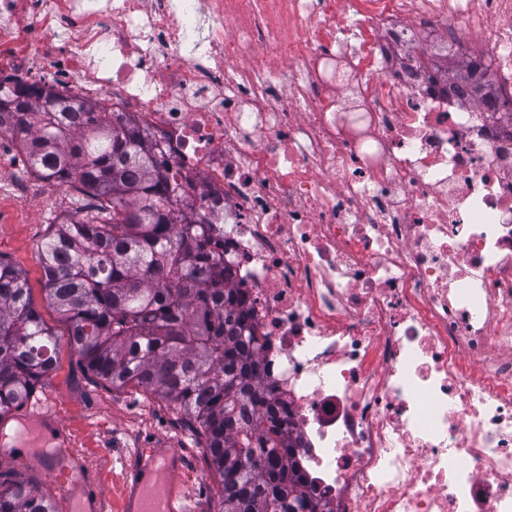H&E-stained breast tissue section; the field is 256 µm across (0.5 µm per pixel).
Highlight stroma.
Returning <instances> with one entry per match:
<instances>
[{
	"instance_id": "35a3bbf8",
	"label": "stroma",
	"mask_w": 512,
	"mask_h": 512,
	"mask_svg": "<svg viewBox=\"0 0 512 512\" xmlns=\"http://www.w3.org/2000/svg\"><path fill=\"white\" fill-rule=\"evenodd\" d=\"M14 168V156L0 155V171L11 175L9 189H0V256L23 272L35 307L55 334V368L36 385L31 399L56 410L65 431L50 442L52 458L42 464L34 462L35 448L20 437L11 457L0 459V483L27 481L51 498L57 512H70L58 484L60 474L71 469L76 458L96 481L106 502L104 512H119L125 449L164 443L184 449L190 459L180 480L193 496L195 512H214L218 485L199 437L167 402L133 386L115 389L91 377L70 344L68 322L46 300L37 249L53 225L70 212L75 191L50 195L45 181L30 174L13 177Z\"/></svg>"
}]
</instances>
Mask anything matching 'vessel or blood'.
<instances>
[{
	"mask_svg": "<svg viewBox=\"0 0 512 512\" xmlns=\"http://www.w3.org/2000/svg\"><path fill=\"white\" fill-rule=\"evenodd\" d=\"M27 420L44 434L59 426L56 413L42 406L33 407ZM185 464L183 449L157 448L147 465L126 468L123 474L124 512H188V494L177 480ZM64 494L75 512H103L101 497L93 484L65 487Z\"/></svg>",
	"mask_w": 512,
	"mask_h": 512,
	"instance_id": "obj_1",
	"label": "vessel or blood"
}]
</instances>
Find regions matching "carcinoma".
<instances>
[{
	"label": "carcinoma",
	"instance_id": "cac0c4a2",
	"mask_svg": "<svg viewBox=\"0 0 512 512\" xmlns=\"http://www.w3.org/2000/svg\"><path fill=\"white\" fill-rule=\"evenodd\" d=\"M455 77L479 97L483 63ZM25 170L69 182L75 207L38 247L48 301L94 376L143 389L186 416L218 477L217 512H321L261 383L246 300L202 224L173 208L179 183L152 146L85 104L0 97ZM54 333L23 273L0 258V419L54 367ZM0 512H56L27 482L0 487Z\"/></svg>",
	"mask_w": 512,
	"mask_h": 512
}]
</instances>
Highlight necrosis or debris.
I'll list each match as a JSON object with an SVG mask.
<instances>
[{"instance_id": "4bbe7bcc", "label": "necrosis or debris", "mask_w": 512, "mask_h": 512, "mask_svg": "<svg viewBox=\"0 0 512 512\" xmlns=\"http://www.w3.org/2000/svg\"><path fill=\"white\" fill-rule=\"evenodd\" d=\"M373 2L0 0V91L167 162L323 512H512V23L477 16L512 0ZM466 34L482 101L408 62Z\"/></svg>"}]
</instances>
